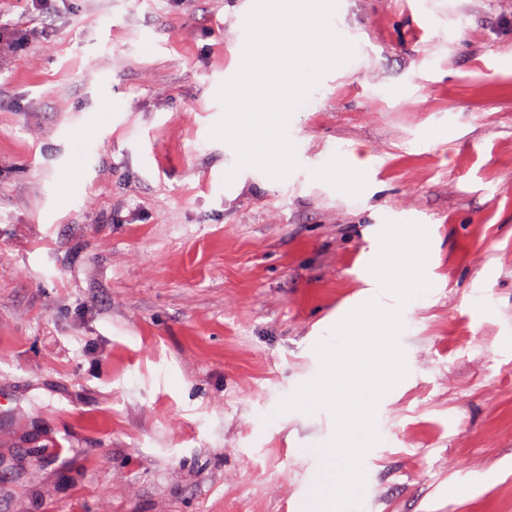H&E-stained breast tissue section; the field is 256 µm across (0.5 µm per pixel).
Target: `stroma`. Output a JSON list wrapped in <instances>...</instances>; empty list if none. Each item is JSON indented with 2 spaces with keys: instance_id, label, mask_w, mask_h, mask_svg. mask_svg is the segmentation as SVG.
<instances>
[{
  "instance_id": "1",
  "label": "stroma",
  "mask_w": 512,
  "mask_h": 512,
  "mask_svg": "<svg viewBox=\"0 0 512 512\" xmlns=\"http://www.w3.org/2000/svg\"><path fill=\"white\" fill-rule=\"evenodd\" d=\"M249 6L0 0V512H305L333 421L276 408L388 220L427 227L432 287L362 512H512V0H339L300 169L228 184ZM344 154L354 189L313 177Z\"/></svg>"
}]
</instances>
